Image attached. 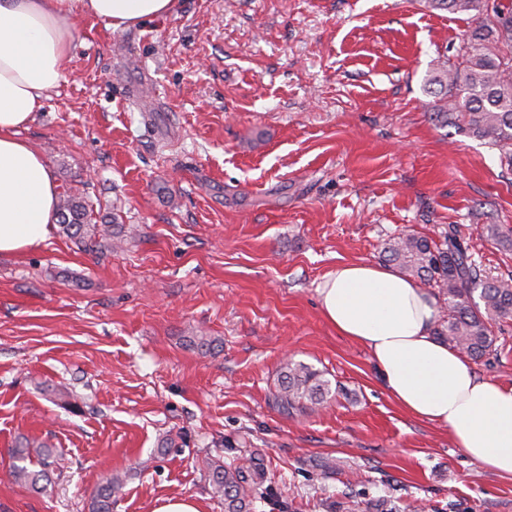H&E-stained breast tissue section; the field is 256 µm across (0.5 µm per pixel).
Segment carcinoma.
Returning <instances> with one entry per match:
<instances>
[{"label": "carcinoma", "mask_w": 512, "mask_h": 512, "mask_svg": "<svg viewBox=\"0 0 512 512\" xmlns=\"http://www.w3.org/2000/svg\"><path fill=\"white\" fill-rule=\"evenodd\" d=\"M431 11L461 13L476 18L477 26L459 47L456 61L445 60L424 79L423 92L432 97L430 118L442 127H454L499 152L502 166L512 172V0H501L488 11L487 0H423ZM61 233L80 242L85 240L112 247L118 233L110 224H95L92 209L83 197L64 191L57 205ZM385 263L401 273L438 290L445 310L434 329L449 346L480 361L496 342L492 324L512 318V278L482 275L457 237L446 230L437 243L416 234H402L383 243ZM334 397L324 374L301 362L287 360L279 372L272 394L284 414L304 412ZM37 457L41 470L25 466ZM14 477L31 488H39L54 455L44 442L29 440L15 449ZM213 494L224 498V512H264L274 504L275 493L265 484L264 472L256 458L220 464L206 462ZM120 479L106 476L96 489L89 512H112V493Z\"/></svg>", "instance_id": "carcinoma-1"}]
</instances>
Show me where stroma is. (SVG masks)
Here are the masks:
<instances>
[{
    "mask_svg": "<svg viewBox=\"0 0 512 512\" xmlns=\"http://www.w3.org/2000/svg\"><path fill=\"white\" fill-rule=\"evenodd\" d=\"M473 22L418 0H175L116 30L84 20L21 138L118 249L61 233L0 256V512H112L168 498L224 512L204 459L259 458L292 512L394 499L426 512H512V483L411 418L367 350L322 316L341 263L454 227L483 275H512V173L428 118L422 80ZM474 364L512 383V319ZM213 338L203 350L194 336ZM337 389L294 416L271 401L283 358ZM60 456L43 487L12 448ZM48 448L50 447L44 442L37 443L35 441L31 442L30 440H26L22 448H16L15 458L17 461L31 462V458L35 456L43 469L35 471L29 470L26 465H16L14 469L15 479L23 481L33 489H39V482L43 474L55 462L54 455ZM120 479L112 474L106 476L96 489L89 512H112V493L120 488Z\"/></svg>",
    "mask_w": 512,
    "mask_h": 512,
    "instance_id": "stroma-1",
    "label": "stroma"
}]
</instances>
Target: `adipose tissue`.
Returning <instances> with one entry per match:
<instances>
[{
	"label": "adipose tissue",
	"instance_id": "1",
	"mask_svg": "<svg viewBox=\"0 0 512 512\" xmlns=\"http://www.w3.org/2000/svg\"><path fill=\"white\" fill-rule=\"evenodd\" d=\"M173 0H0V255L41 247L57 222L60 189L20 131L60 86L81 21L127 28L169 14ZM324 319L365 346L395 402L448 429L454 445L512 481V385L479 377L434 335L436 298L393 270L344 263L318 284Z\"/></svg>",
	"mask_w": 512,
	"mask_h": 512
}]
</instances>
